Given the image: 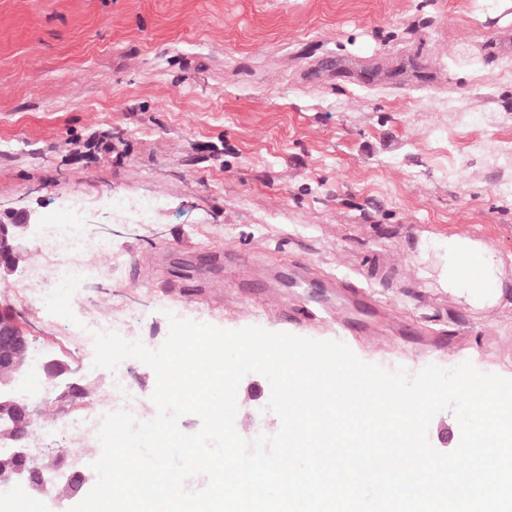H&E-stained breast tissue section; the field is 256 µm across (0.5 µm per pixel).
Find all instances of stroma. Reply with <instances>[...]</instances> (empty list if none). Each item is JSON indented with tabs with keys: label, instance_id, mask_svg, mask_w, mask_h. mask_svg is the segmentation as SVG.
<instances>
[{
	"label": "stroma",
	"instance_id": "35a3bbf8",
	"mask_svg": "<svg viewBox=\"0 0 512 512\" xmlns=\"http://www.w3.org/2000/svg\"><path fill=\"white\" fill-rule=\"evenodd\" d=\"M512 0H0V209L34 225L72 198L123 256L75 291L159 348L167 313L345 343L414 375L471 361L512 376ZM157 195L144 224L112 222L105 195ZM482 241L503 302L479 309L440 279L437 242ZM65 382L107 393L110 370L56 318L22 301ZM378 305L375 340L323 315L325 287ZM280 287L309 322L266 303ZM261 374L243 377L235 427L275 435Z\"/></svg>",
	"mask_w": 512,
	"mask_h": 512
}]
</instances>
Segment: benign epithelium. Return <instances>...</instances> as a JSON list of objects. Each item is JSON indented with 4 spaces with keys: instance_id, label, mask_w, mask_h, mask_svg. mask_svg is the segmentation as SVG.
I'll return each instance as SVG.
<instances>
[{
    "instance_id": "7a95c632",
    "label": "benign epithelium",
    "mask_w": 512,
    "mask_h": 512,
    "mask_svg": "<svg viewBox=\"0 0 512 512\" xmlns=\"http://www.w3.org/2000/svg\"><path fill=\"white\" fill-rule=\"evenodd\" d=\"M30 224V216L24 211L6 210L0 212V275L6 276L14 270L13 241L18 239ZM0 367H9L21 375L32 369V336L28 324L17 318L8 323H0ZM37 372L46 379H54L67 371L59 361L47 360L38 364ZM0 399L8 404L13 413L0 418V422L9 426L10 439L15 445L0 451V457L21 460L24 465L9 470H0V488L36 489L52 478H64L76 484L81 490L88 480L86 468L80 461L71 463L68 469L58 467L41 469L34 465V451L24 443L26 433L23 425L34 420L36 410L27 402L15 399L13 394L0 388Z\"/></svg>"
}]
</instances>
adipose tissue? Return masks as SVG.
Masks as SVG:
<instances>
[{
    "mask_svg": "<svg viewBox=\"0 0 512 512\" xmlns=\"http://www.w3.org/2000/svg\"><path fill=\"white\" fill-rule=\"evenodd\" d=\"M444 252L446 262L442 270V278L450 291L465 289L471 300L482 308L499 303L503 292L493 285L499 262L486 244L468 237L454 236L445 242ZM466 256L475 257L480 264L482 278L479 285L469 284L463 275L461 260Z\"/></svg>",
    "mask_w": 512,
    "mask_h": 512,
    "instance_id": "ef3b65f1",
    "label": "adipose tissue"
}]
</instances>
